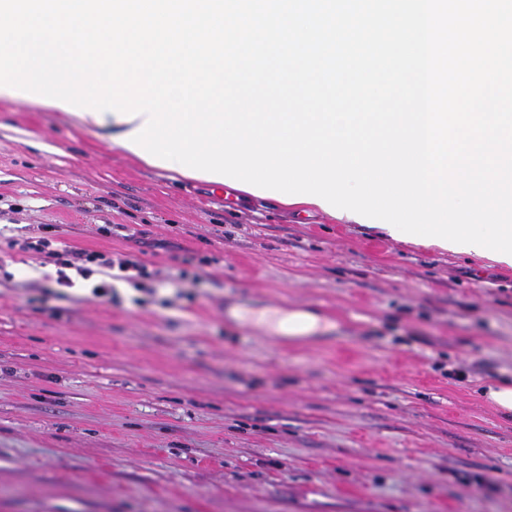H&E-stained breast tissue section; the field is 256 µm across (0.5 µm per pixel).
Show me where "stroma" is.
Instances as JSON below:
<instances>
[{
  "label": "stroma",
  "instance_id": "stroma-1",
  "mask_svg": "<svg viewBox=\"0 0 512 512\" xmlns=\"http://www.w3.org/2000/svg\"><path fill=\"white\" fill-rule=\"evenodd\" d=\"M138 252L152 291L12 248ZM127 224L132 237H104ZM337 326L283 348L259 313ZM512 267L189 180L0 98V512H512ZM484 396L501 413L512 414V379L496 380L487 385Z\"/></svg>",
  "mask_w": 512,
  "mask_h": 512
}]
</instances>
